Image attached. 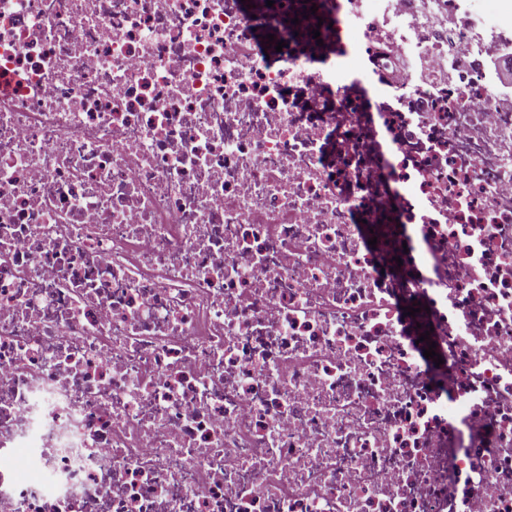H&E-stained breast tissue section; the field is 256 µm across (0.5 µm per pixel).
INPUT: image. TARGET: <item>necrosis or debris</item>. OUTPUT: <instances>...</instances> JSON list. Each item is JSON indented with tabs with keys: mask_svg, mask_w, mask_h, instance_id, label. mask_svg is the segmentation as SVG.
<instances>
[{
	"mask_svg": "<svg viewBox=\"0 0 512 512\" xmlns=\"http://www.w3.org/2000/svg\"><path fill=\"white\" fill-rule=\"evenodd\" d=\"M511 37L0 0V512H512Z\"/></svg>",
	"mask_w": 512,
	"mask_h": 512,
	"instance_id": "4bbe7bcc",
	"label": "necrosis or debris"
}]
</instances>
